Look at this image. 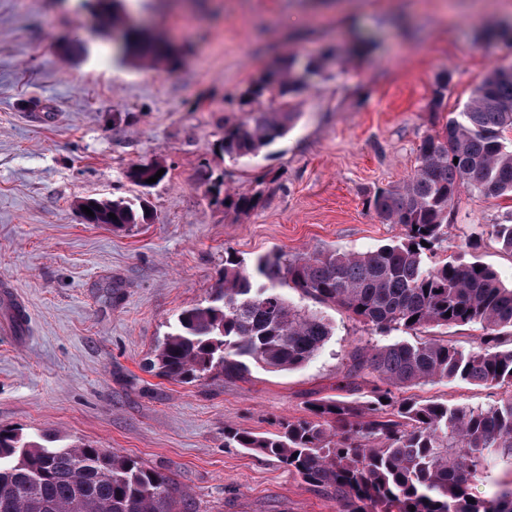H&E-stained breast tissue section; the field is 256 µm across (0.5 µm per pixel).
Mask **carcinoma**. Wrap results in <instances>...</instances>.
Instances as JSON below:
<instances>
[{
  "label": "carcinoma",
  "instance_id": "cac0c4a2",
  "mask_svg": "<svg viewBox=\"0 0 512 512\" xmlns=\"http://www.w3.org/2000/svg\"><path fill=\"white\" fill-rule=\"evenodd\" d=\"M119 50L157 61L162 42L136 27L120 34ZM318 61L275 66L246 92L242 105L277 95L279 106L224 128V154L255 157L288 133L295 118L286 97L308 88ZM512 67L490 72L458 117L426 136L418 165L402 184L381 188L364 204L403 237L373 251L270 252L247 262L224 256L219 286L205 306L180 312L159 341L158 375L193 383L211 375L242 378L251 367L289 371L308 363L332 333L317 311L288 301L293 288L320 305H337L381 331L414 340L352 346L336 396L314 399L309 415L274 434L227 430L237 448L274 457L336 501V512H512V483L486 497L470 486L489 478L494 461L512 464V287L478 262L438 259L448 208L460 188L478 196H512ZM162 165L134 166L127 177L146 185ZM224 208L248 212L260 198L224 192ZM90 224L121 230L149 219L144 206L85 198ZM115 214L117 219L110 218ZM512 254V224L494 225ZM417 250H411V247ZM451 315H446V312ZM478 324L479 342L460 348L424 339L436 327ZM376 379L365 391L360 380ZM504 388L508 398L482 407L417 400L405 393L434 380ZM0 512H192L172 474L90 444L48 445L0 429Z\"/></svg>",
  "mask_w": 512,
  "mask_h": 512
}]
</instances>
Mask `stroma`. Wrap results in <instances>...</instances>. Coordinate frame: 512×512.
Listing matches in <instances>:
<instances>
[{
  "mask_svg": "<svg viewBox=\"0 0 512 512\" xmlns=\"http://www.w3.org/2000/svg\"><path fill=\"white\" fill-rule=\"evenodd\" d=\"M133 5L173 56L139 65L100 28ZM512 0H0V283L31 313L30 332L0 329V427L85 442L170 472L194 512H336L335 501L277 459L234 447L225 430L279 432L330 396L354 344L402 340L336 306L304 366L180 384L148 368L184 309L205 304L225 252L245 260L334 247L364 252L398 240L365 205L415 169L423 138L458 113L512 43L487 40ZM367 38L370 47L354 54ZM323 60L292 96L288 133L254 158L225 155L239 101L275 63ZM448 91L430 109L439 83ZM166 176L141 186L135 165ZM257 192L244 214L213 183ZM148 209L127 230L84 223L79 200ZM512 197L461 190L448 210L445 254L491 267L512 287V254L492 234ZM419 400L489 407L498 388L441 380Z\"/></svg>",
  "mask_w": 512,
  "mask_h": 512,
  "instance_id": "1",
  "label": "stroma"
}]
</instances>
